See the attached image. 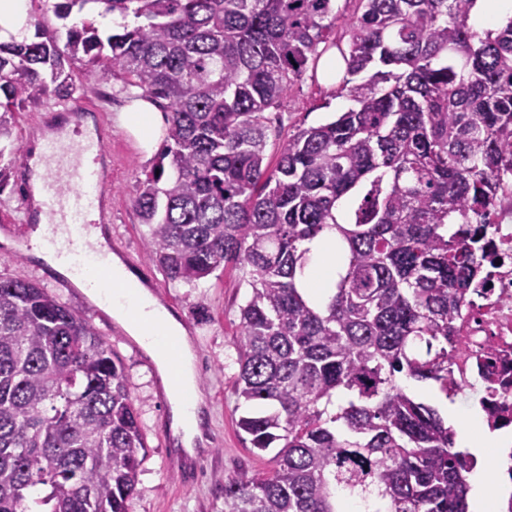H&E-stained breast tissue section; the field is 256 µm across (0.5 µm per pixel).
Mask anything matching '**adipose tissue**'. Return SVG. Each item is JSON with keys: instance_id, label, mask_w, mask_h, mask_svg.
<instances>
[{"instance_id": "1", "label": "adipose tissue", "mask_w": 512, "mask_h": 512, "mask_svg": "<svg viewBox=\"0 0 512 512\" xmlns=\"http://www.w3.org/2000/svg\"><path fill=\"white\" fill-rule=\"evenodd\" d=\"M124 126L133 132L145 149H152L160 135V125L152 103L135 99L122 115ZM334 235L325 234L308 242V263L301 277L312 287L315 298H323L336 278ZM112 314L121 321L129 334L150 351L159 371L176 367L181 388L170 395L171 428L180 436L184 447H192L198 433V417L190 412L182 399L183 393L197 394L195 355L181 323L158 304L153 294L124 266L120 259L112 261ZM457 445L470 449L478 464L472 471L470 484L473 512H494L495 506L512 495V479L500 474L487 480L482 460L487 455L501 456L512 447V434L488 432L479 413H471Z\"/></svg>"}]
</instances>
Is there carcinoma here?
<instances>
[{"label":"carcinoma","mask_w":512,"mask_h":512,"mask_svg":"<svg viewBox=\"0 0 512 512\" xmlns=\"http://www.w3.org/2000/svg\"><path fill=\"white\" fill-rule=\"evenodd\" d=\"M356 2L345 48L335 0H55L80 17L65 41L38 24L0 43V139L37 96L70 98L78 63L140 89L167 122L135 201L148 257L171 282L230 267L249 288L237 426L273 456L224 482V512H469L455 432L403 380L448 392L450 323L486 250L475 220L512 174V18L479 32L475 0ZM97 15L123 23L103 37ZM333 47L354 107L269 167L266 112ZM328 231L346 250L318 302L302 245ZM145 448L121 358L0 275V512H128Z\"/></svg>","instance_id":"carcinoma-1"}]
</instances>
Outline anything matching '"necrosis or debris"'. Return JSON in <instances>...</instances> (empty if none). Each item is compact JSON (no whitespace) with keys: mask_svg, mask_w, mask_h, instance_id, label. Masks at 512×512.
<instances>
[{"mask_svg":"<svg viewBox=\"0 0 512 512\" xmlns=\"http://www.w3.org/2000/svg\"><path fill=\"white\" fill-rule=\"evenodd\" d=\"M492 234L481 262V277L452 321L454 365L448 388H471L480 365L493 363L500 376L490 424L512 428V182L504 184L483 216Z\"/></svg>","mask_w":512,"mask_h":512,"instance_id":"obj_1","label":"necrosis or debris"}]
</instances>
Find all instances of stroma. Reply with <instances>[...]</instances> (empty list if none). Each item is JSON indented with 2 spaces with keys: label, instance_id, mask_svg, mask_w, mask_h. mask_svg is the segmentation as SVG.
<instances>
[{
  "label": "stroma",
  "instance_id": "1",
  "mask_svg": "<svg viewBox=\"0 0 512 512\" xmlns=\"http://www.w3.org/2000/svg\"><path fill=\"white\" fill-rule=\"evenodd\" d=\"M76 92L90 109L110 127L105 141L112 157V234L116 252L141 280L173 305L178 320L190 322L196 353L198 386L209 409V423L218 436L210 460L199 470L193 484L185 485L167 465L173 450L165 444L170 406L159 399L156 386L160 374L154 360L134 345L115 338L113 317L102 316L82 296L56 289V296L75 308L98 335L123 358L131 396L138 410L148 453L139 473L138 492L129 512H224V482L244 470L269 469L268 457L254 455L246 447L236 425L241 411L234 394L239 366L233 338L239 327V308L247 288L239 272L226 270L196 285L168 281L150 261L143 246L146 231L135 209L140 181L154 163L139 140L121 123L123 109L133 100L132 89L122 81L76 69ZM351 105L347 94L312 74H304L293 88L283 109L269 112L272 129L266 149L269 162H276L288 136L297 129L328 122L335 113Z\"/></svg>",
  "mask_w": 512,
  "mask_h": 512
}]
</instances>
